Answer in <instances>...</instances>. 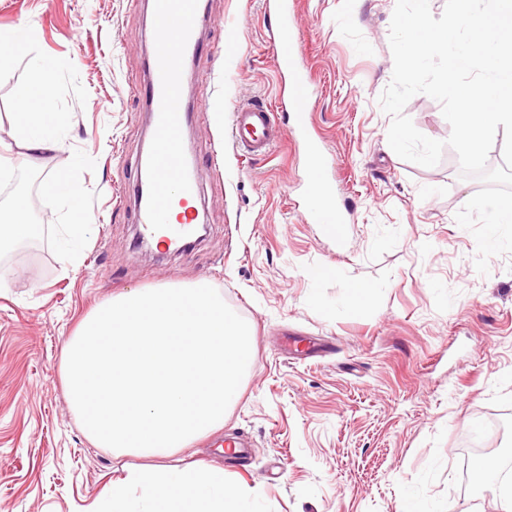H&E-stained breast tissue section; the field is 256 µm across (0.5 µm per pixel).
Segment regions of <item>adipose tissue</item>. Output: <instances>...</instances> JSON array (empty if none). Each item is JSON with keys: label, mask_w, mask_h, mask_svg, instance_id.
Wrapping results in <instances>:
<instances>
[{"label": "adipose tissue", "mask_w": 512, "mask_h": 512, "mask_svg": "<svg viewBox=\"0 0 512 512\" xmlns=\"http://www.w3.org/2000/svg\"><path fill=\"white\" fill-rule=\"evenodd\" d=\"M20 110L13 115L15 129L21 135L23 147L32 154L54 152L62 145V125L56 112L53 77L50 69L35 68L26 95L19 103ZM46 192L71 204V235H80L89 218L82 206L83 185L71 170L57 171L45 186ZM35 233L27 203L16 199L10 206L0 208V244L26 240Z\"/></svg>", "instance_id": "obj_1"}]
</instances>
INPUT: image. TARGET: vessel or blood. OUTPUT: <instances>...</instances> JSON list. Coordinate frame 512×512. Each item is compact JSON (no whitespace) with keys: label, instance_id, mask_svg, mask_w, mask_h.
<instances>
[{"label":"vessel or blood","instance_id":"obj_1","mask_svg":"<svg viewBox=\"0 0 512 512\" xmlns=\"http://www.w3.org/2000/svg\"><path fill=\"white\" fill-rule=\"evenodd\" d=\"M197 8V0H152L154 53L149 62L150 79L142 89L151 109L154 148L152 181L149 194L138 210V224L143 235L152 238L163 231L174 242L193 236L196 216L188 210L180 223L168 224L170 191L175 188L182 196L192 197L201 179L200 171L189 172L184 167L182 137L183 124L188 118V106L183 101V63L200 50V41L194 34ZM266 10L276 21V70L281 85L288 88L278 109L303 114L309 103L304 89L310 86L311 77L295 48L294 38L299 30L295 9L290 0H266ZM275 111L259 100L236 105L226 119L234 148L241 154L256 157L267 155L286 138L304 144L309 165L303 195L307 223H345L346 218L334 200L336 185L330 179L329 161L321 144L313 139L305 122L284 129L277 122ZM318 195L325 199L321 210L313 205Z\"/></svg>","mask_w":512,"mask_h":512}]
</instances>
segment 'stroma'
Listing matches in <instances>:
<instances>
[{"instance_id":"35a3bbf8","label":"stroma","mask_w":512,"mask_h":512,"mask_svg":"<svg viewBox=\"0 0 512 512\" xmlns=\"http://www.w3.org/2000/svg\"><path fill=\"white\" fill-rule=\"evenodd\" d=\"M316 94L305 121L324 147L351 220L340 236L306 223L302 145L266 158L233 148L220 119L241 100L277 107L275 22L264 0H203L209 19L186 101L207 112L187 127L202 167L199 218L209 229L179 255L138 242L131 195L150 118L138 90L153 46L147 0H0V30L27 29L35 55L0 76V142L15 168L0 207L25 197L39 235L0 252V512H94L127 457L95 447L65 392L62 349L117 294L204 282L254 331L240 397L217 437L247 436L248 459L210 437L167 457L200 461L255 490L273 512H397L413 491L430 512H497L477 494L476 449L508 423L512 462V254L475 268L476 242L455 221L481 188L456 153L423 167L388 144L379 98L390 83L396 0H294ZM54 69L61 150L35 156L13 128L36 63ZM427 137L451 132L424 94L404 109ZM73 169L86 193L85 240L67 244L69 204L42 186ZM335 275L314 280L316 267ZM369 306L345 312L353 285Z\"/></svg>"}]
</instances>
